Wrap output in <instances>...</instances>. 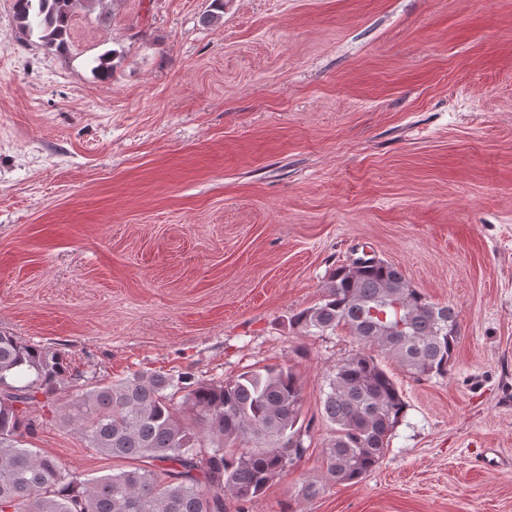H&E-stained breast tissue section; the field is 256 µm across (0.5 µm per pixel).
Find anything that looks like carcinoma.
<instances>
[{"label": "carcinoma", "instance_id": "obj_1", "mask_svg": "<svg viewBox=\"0 0 512 512\" xmlns=\"http://www.w3.org/2000/svg\"><path fill=\"white\" fill-rule=\"evenodd\" d=\"M95 0H13L24 32L38 31L51 53L68 50L75 13ZM224 15L211 0L200 23ZM289 323L306 333L346 328L365 346L328 376L322 417L332 435L322 478L305 481L306 500L329 484L362 482L384 460L407 413L397 382L373 355L398 361L417 379L448 374L459 341L454 310L431 302L392 263L341 265L329 275L321 301ZM73 377L60 355L0 331V512H229L262 495L305 454L303 390L293 368L270 365L236 378L198 384L184 375L133 374L81 395L59 418L89 450L130 466L84 478L25 446L35 430L28 408L55 406ZM187 391L188 414L170 389ZM213 443L202 452L205 440Z\"/></svg>", "mask_w": 512, "mask_h": 512}]
</instances>
